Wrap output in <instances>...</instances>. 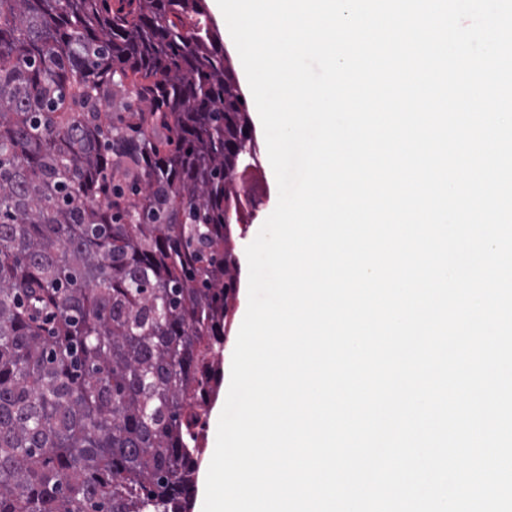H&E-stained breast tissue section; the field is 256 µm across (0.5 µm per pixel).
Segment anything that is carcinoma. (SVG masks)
<instances>
[{
    "instance_id": "carcinoma-1",
    "label": "carcinoma",
    "mask_w": 512,
    "mask_h": 512,
    "mask_svg": "<svg viewBox=\"0 0 512 512\" xmlns=\"http://www.w3.org/2000/svg\"><path fill=\"white\" fill-rule=\"evenodd\" d=\"M237 84L203 0H0V512H186Z\"/></svg>"
}]
</instances>
